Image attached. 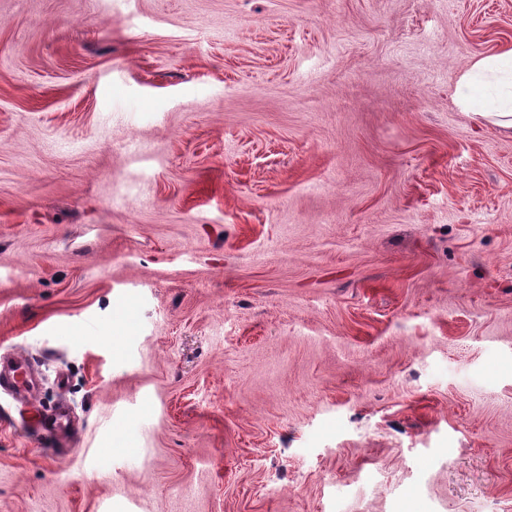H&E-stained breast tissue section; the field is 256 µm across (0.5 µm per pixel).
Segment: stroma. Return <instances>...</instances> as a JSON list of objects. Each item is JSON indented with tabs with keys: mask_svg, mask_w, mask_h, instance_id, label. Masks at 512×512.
<instances>
[{
	"mask_svg": "<svg viewBox=\"0 0 512 512\" xmlns=\"http://www.w3.org/2000/svg\"><path fill=\"white\" fill-rule=\"evenodd\" d=\"M509 49L512 0H0V354L77 427L0 394V512H512V136L456 97ZM34 364L24 355L14 352L7 367L0 358V388H9L8 392L16 399L23 398L22 404L29 407L28 427L40 432L46 431L57 435L68 429L70 425L69 410L62 404L52 414L42 417L40 410L34 405L31 393L37 388V380L33 373Z\"/></svg>",
	"mask_w": 512,
	"mask_h": 512,
	"instance_id": "stroma-1",
	"label": "stroma"
}]
</instances>
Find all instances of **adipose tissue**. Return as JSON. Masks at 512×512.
Here are the masks:
<instances>
[{
    "label": "adipose tissue",
    "instance_id": "1",
    "mask_svg": "<svg viewBox=\"0 0 512 512\" xmlns=\"http://www.w3.org/2000/svg\"><path fill=\"white\" fill-rule=\"evenodd\" d=\"M486 82L498 87L500 103L495 107L475 108L473 92ZM458 102L464 109L473 111L477 120L512 135V50L474 61L459 86Z\"/></svg>",
    "mask_w": 512,
    "mask_h": 512
}]
</instances>
